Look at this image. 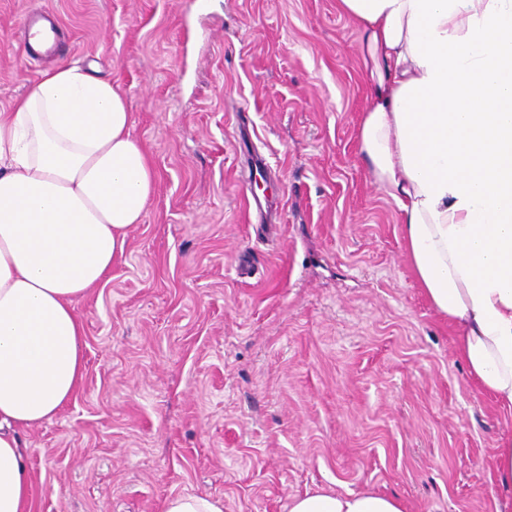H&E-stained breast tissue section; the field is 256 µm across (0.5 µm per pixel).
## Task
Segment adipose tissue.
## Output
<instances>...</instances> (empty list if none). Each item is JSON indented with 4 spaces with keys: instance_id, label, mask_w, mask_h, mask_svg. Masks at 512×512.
<instances>
[{
    "instance_id": "obj_1",
    "label": "adipose tissue",
    "mask_w": 512,
    "mask_h": 512,
    "mask_svg": "<svg viewBox=\"0 0 512 512\" xmlns=\"http://www.w3.org/2000/svg\"><path fill=\"white\" fill-rule=\"evenodd\" d=\"M371 96L358 151L401 212L421 287L479 390L512 412V0H338ZM125 96L73 62L0 110V512H30L22 430L84 371L76 304L141 223L155 171ZM289 512H404L319 490Z\"/></svg>"
}]
</instances>
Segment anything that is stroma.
Instances as JSON below:
<instances>
[{
  "label": "stroma",
  "instance_id": "obj_1",
  "mask_svg": "<svg viewBox=\"0 0 512 512\" xmlns=\"http://www.w3.org/2000/svg\"><path fill=\"white\" fill-rule=\"evenodd\" d=\"M0 0V110L97 66L156 172L141 223L77 305L85 371L21 431L32 512H288L317 490L406 512H512V413L466 372L358 156L360 33L337 0ZM59 20L53 54L23 15ZM272 203L276 223L249 217ZM498 479L504 486H512V437L501 441L496 454ZM224 505L208 496L179 494L167 499L165 512H223Z\"/></svg>",
  "mask_w": 512,
  "mask_h": 512
}]
</instances>
